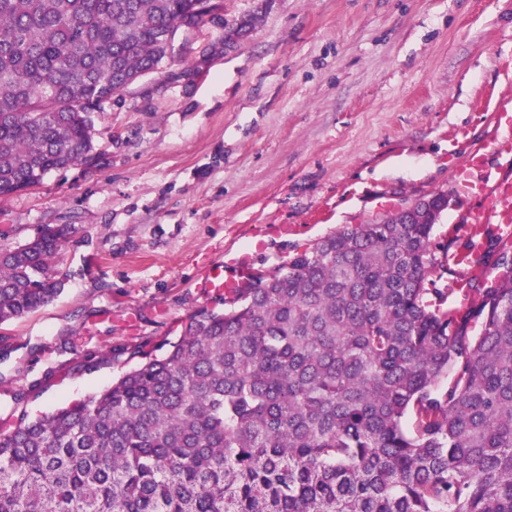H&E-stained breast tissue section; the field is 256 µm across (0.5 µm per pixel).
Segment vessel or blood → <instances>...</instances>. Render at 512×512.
<instances>
[{
  "instance_id": "obj_1",
  "label": "vessel or blood",
  "mask_w": 512,
  "mask_h": 512,
  "mask_svg": "<svg viewBox=\"0 0 512 512\" xmlns=\"http://www.w3.org/2000/svg\"><path fill=\"white\" fill-rule=\"evenodd\" d=\"M485 166L486 157L479 153L470 154L464 160L460 170L464 179L463 191L480 200V207L473 217L474 223L496 225L499 236L508 242L512 240V181L502 179L490 185L483 180H471V171ZM201 286L209 294L235 290L236 283L225 278L224 265L218 262L208 268Z\"/></svg>"
}]
</instances>
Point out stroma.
Returning <instances> with one entry per match:
<instances>
[{
    "instance_id": "1",
    "label": "stroma",
    "mask_w": 512,
    "mask_h": 512,
    "mask_svg": "<svg viewBox=\"0 0 512 512\" xmlns=\"http://www.w3.org/2000/svg\"><path fill=\"white\" fill-rule=\"evenodd\" d=\"M260 3L220 0L225 21L261 14L234 51L223 23L205 22L107 102L93 165L0 200V244L72 228L63 292L0 324V419L97 393L135 366V346L177 340L199 307L223 310L198 286L213 263L244 254L246 276L264 273L443 192L431 252L444 264L476 207L457 166L478 151L492 179H512L496 128L512 113V0Z\"/></svg>"
}]
</instances>
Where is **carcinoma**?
Segmentation results:
<instances>
[{"instance_id":"cac0c4a2","label":"carcinoma","mask_w":512,"mask_h":512,"mask_svg":"<svg viewBox=\"0 0 512 512\" xmlns=\"http://www.w3.org/2000/svg\"><path fill=\"white\" fill-rule=\"evenodd\" d=\"M207 0H0V198L94 160V114ZM257 13L224 22L239 46ZM448 195L346 226L162 355L0 432V512H512V242L444 306ZM70 229L0 246V324L64 290Z\"/></svg>"}]
</instances>
